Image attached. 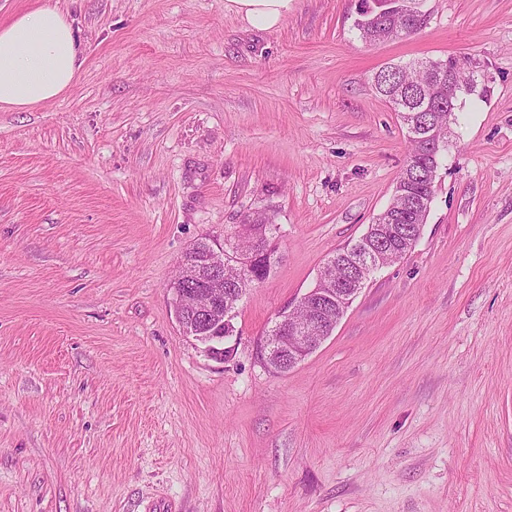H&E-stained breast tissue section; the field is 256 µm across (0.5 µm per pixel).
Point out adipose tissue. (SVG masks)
<instances>
[{
	"label": "adipose tissue",
	"mask_w": 512,
	"mask_h": 512,
	"mask_svg": "<svg viewBox=\"0 0 512 512\" xmlns=\"http://www.w3.org/2000/svg\"><path fill=\"white\" fill-rule=\"evenodd\" d=\"M227 11L255 27L272 29L294 0H225ZM83 65L75 31L53 0L0 25V107L31 108L60 97Z\"/></svg>",
	"instance_id": "obj_1"
}]
</instances>
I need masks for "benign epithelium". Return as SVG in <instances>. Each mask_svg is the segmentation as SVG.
<instances>
[{"instance_id": "benign-epithelium-1", "label": "benign epithelium", "mask_w": 512, "mask_h": 512, "mask_svg": "<svg viewBox=\"0 0 512 512\" xmlns=\"http://www.w3.org/2000/svg\"><path fill=\"white\" fill-rule=\"evenodd\" d=\"M395 233L381 224H371L364 234V241L371 244L360 256L350 258L351 280L362 283L359 273L366 269L372 273L381 268L374 262L376 245ZM274 245L269 239L255 244L250 255L235 250L229 243L220 249L207 246L194 262L182 264L183 274L170 284L175 294V314L183 331L206 346L209 353L224 356L223 343L230 337L228 332L234 317V303L224 301V264L230 262L252 270L257 260L271 254ZM354 296L340 295L336 284L319 273L317 285L300 299L296 308L279 313L269 336L265 337L268 358L281 371H287L313 353L332 334L336 323L326 313L336 308V303L349 306Z\"/></svg>"}]
</instances>
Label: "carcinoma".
<instances>
[{"label": "carcinoma", "instance_id": "cac0c4a2", "mask_svg": "<svg viewBox=\"0 0 512 512\" xmlns=\"http://www.w3.org/2000/svg\"><path fill=\"white\" fill-rule=\"evenodd\" d=\"M429 13L406 14L395 2L388 5V10L380 13L378 8L370 5V0H361L357 17L360 38L363 42L374 45L407 37L417 33L427 25ZM462 66L457 59L421 60L406 63L401 68L391 65L384 67L374 76L378 87L376 93L385 97L398 112L407 129L410 145L405 165L398 177L389 208L376 217L377 224L412 225V233L395 237L390 241L394 254H383V259L393 261L405 256L413 247L418 236L419 224L423 223L425 213L421 210L404 209L408 201H430L433 199L435 180L427 177V172L437 164V159L424 149L422 140L439 136L442 130L441 119L448 112V86L440 84L435 75L448 74V68ZM243 222L250 224L252 234L242 238L237 247L248 251L252 248V236H261L270 226L266 213L256 211L247 214ZM249 273L234 269L224 270V284H233L245 289L253 283Z\"/></svg>", "mask_w": 512, "mask_h": 512}]
</instances>
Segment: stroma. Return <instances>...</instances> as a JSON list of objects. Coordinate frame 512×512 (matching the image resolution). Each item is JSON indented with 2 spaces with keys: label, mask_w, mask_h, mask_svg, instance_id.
I'll use <instances>...</instances> for the list:
<instances>
[{
  "label": "stroma",
  "mask_w": 512,
  "mask_h": 512,
  "mask_svg": "<svg viewBox=\"0 0 512 512\" xmlns=\"http://www.w3.org/2000/svg\"><path fill=\"white\" fill-rule=\"evenodd\" d=\"M225 0H56L84 64L0 107V512H512V0H359L259 30ZM464 58L430 213L294 368L259 346L388 205L407 135L381 68ZM265 211L270 275L219 359L175 318L199 241ZM360 2L357 17L362 19V22L354 24V27H358L361 40L369 45L410 36L425 27L428 22V11L408 15L402 7H399L400 3L397 1L382 8H377L375 5L371 6L370 2L373 3L372 0H361ZM383 8H390V10L382 12L377 16V19L373 18L377 15L378 10Z\"/></svg>",
  "instance_id": "1"
}]
</instances>
